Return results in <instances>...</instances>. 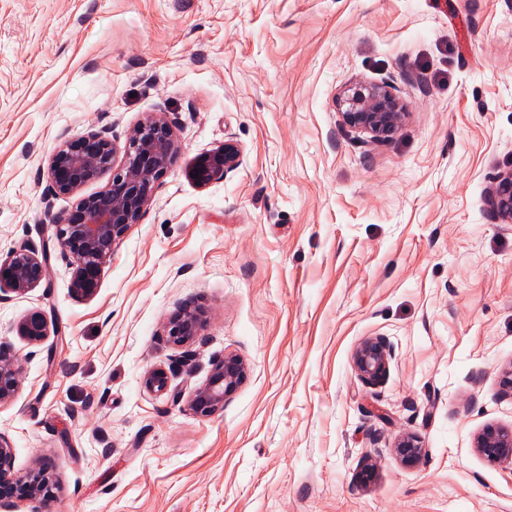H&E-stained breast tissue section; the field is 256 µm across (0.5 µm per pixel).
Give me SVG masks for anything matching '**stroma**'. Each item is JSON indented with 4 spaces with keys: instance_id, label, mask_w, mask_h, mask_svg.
<instances>
[{
    "instance_id": "obj_1",
    "label": "stroma",
    "mask_w": 512,
    "mask_h": 512,
    "mask_svg": "<svg viewBox=\"0 0 512 512\" xmlns=\"http://www.w3.org/2000/svg\"><path fill=\"white\" fill-rule=\"evenodd\" d=\"M355 80L391 85L397 133L343 124ZM153 112L181 152L96 295L55 257L0 302L15 472L48 468L53 512H512V468L475 449L512 428V223L490 204L512 170V0H0V258L74 205L48 178L60 142L121 147ZM227 140L238 166L197 187L188 166ZM187 303L205 326L176 347ZM37 310L61 333L32 344L16 325ZM374 337L392 357L369 385L353 355ZM227 353L247 376L196 416ZM155 367L166 392L142 384ZM203 327V316L197 308L184 307L165 324L168 341L175 346H183L195 341ZM20 374L16 357L0 344V404L12 399L20 383ZM246 364L236 354L216 360L206 380L195 388L187 406L196 415L209 418L224 408V401L235 392L246 376Z\"/></svg>"
}]
</instances>
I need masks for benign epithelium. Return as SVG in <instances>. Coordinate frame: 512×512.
Here are the masks:
<instances>
[{"instance_id":"benign-epithelium-1","label":"benign epithelium","mask_w":512,"mask_h":512,"mask_svg":"<svg viewBox=\"0 0 512 512\" xmlns=\"http://www.w3.org/2000/svg\"><path fill=\"white\" fill-rule=\"evenodd\" d=\"M341 117L347 126L384 139L402 126L406 112L391 88L382 84L352 82L339 97ZM181 146L175 125L165 113L148 114L129 133L121 160L118 149L106 132L93 131L77 140L59 144L49 163L48 175L57 195L76 197L75 206L66 213H47L54 227L55 249L73 268L74 292L91 299L96 295L102 265L129 230L138 223L152 204L158 181L174 165ZM239 145L228 140L197 157L188 169L189 178L204 188L234 169L240 158ZM112 171L107 186L90 195L83 189ZM494 198L499 215L512 223V172L500 175ZM51 263L49 247L23 246L0 262V301L8 294H25L37 288L46 277ZM203 327L201 312L184 307L165 324L167 338L175 346L195 341ZM59 333L40 311L28 314L17 326V333L30 343L43 341L50 333ZM392 350L386 340L370 338L354 354V367L368 384L379 382L387 373ZM21 367L16 357L0 345V404L14 396L20 383ZM246 376V364L236 354L216 360L206 380L195 388L187 406L196 415L209 418L224 408V401L235 392ZM145 388L164 392L167 373L161 368L148 371L142 380ZM479 453L493 465L512 466V429L486 426L476 438ZM407 463L417 462L422 448L410 437L397 445ZM14 448L0 438V512H16L21 502L32 505L31 512H50L54 495L49 472L38 467L23 476L13 470Z\"/></svg>"}]
</instances>
